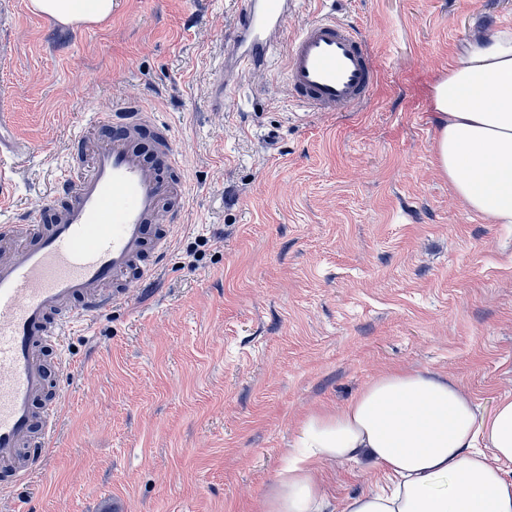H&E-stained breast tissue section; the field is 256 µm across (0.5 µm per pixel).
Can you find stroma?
I'll use <instances>...</instances> for the list:
<instances>
[{
	"label": "stroma",
	"mask_w": 512,
	"mask_h": 512,
	"mask_svg": "<svg viewBox=\"0 0 512 512\" xmlns=\"http://www.w3.org/2000/svg\"><path fill=\"white\" fill-rule=\"evenodd\" d=\"M27 2L0 0V113L31 151L14 210L43 200L86 112L127 99L171 127L187 207L170 261L66 337L55 440L0 512H262L300 419L387 369L448 377L486 417L512 395V224L451 191L430 100L473 34L512 31V0H307L378 67L363 109L328 113L289 98L281 63L212 108L243 0H114L67 27ZM321 472L333 501L379 479Z\"/></svg>",
	"instance_id": "obj_1"
}]
</instances>
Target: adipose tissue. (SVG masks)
<instances>
[{
  "label": "adipose tissue",
  "instance_id": "1",
  "mask_svg": "<svg viewBox=\"0 0 512 512\" xmlns=\"http://www.w3.org/2000/svg\"><path fill=\"white\" fill-rule=\"evenodd\" d=\"M113 0H29L62 25L96 24ZM433 160L468 210L512 224V33L471 40L432 87ZM263 512H512V396L491 417L448 378L393 369L339 409L307 414ZM375 469L383 485L331 504L323 461Z\"/></svg>",
  "mask_w": 512,
  "mask_h": 512
}]
</instances>
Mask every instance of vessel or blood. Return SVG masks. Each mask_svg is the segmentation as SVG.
Listing matches in <instances>:
<instances>
[{"label":"vessel or blood","mask_w":512,"mask_h":512,"mask_svg":"<svg viewBox=\"0 0 512 512\" xmlns=\"http://www.w3.org/2000/svg\"><path fill=\"white\" fill-rule=\"evenodd\" d=\"M305 0H245L233 51L241 70L284 56L288 96L315 112L363 107L377 82L366 39L320 14L302 19L287 44L280 34ZM94 135L75 134L45 202L16 224L3 213L11 192L0 173V480L19 483L38 468L63 400L50 393L41 348L66 364L62 340L91 328L130 298L167 256L172 223L185 209L180 152L169 129L140 101L90 111ZM0 116V158L26 160ZM110 129L107 137L99 129ZM88 174H81L82 166Z\"/></svg>","instance_id":"b4317fda"}]
</instances>
